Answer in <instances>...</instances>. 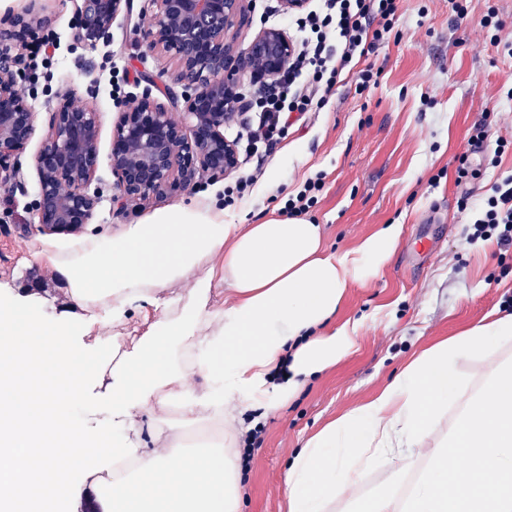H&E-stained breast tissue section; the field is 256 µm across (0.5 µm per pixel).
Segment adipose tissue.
I'll list each match as a JSON object with an SVG mask.
<instances>
[{
    "mask_svg": "<svg viewBox=\"0 0 512 512\" xmlns=\"http://www.w3.org/2000/svg\"><path fill=\"white\" fill-rule=\"evenodd\" d=\"M397 236L392 224L336 256L304 219L242 228L221 209L178 205L110 240L43 251L66 284L60 317L0 302V512H81L74 469L103 512H241L234 409L288 406L356 347L355 325L329 323L348 283L387 262ZM207 260L217 270L200 273ZM219 281L232 303L212 304ZM177 283L184 291L160 301ZM150 307L148 331L111 334ZM476 358L483 370L462 381L457 364ZM91 396L108 402L109 422L63 408ZM456 455L466 465L449 468ZM378 470L385 478L371 484ZM287 512H512V314L423 350L309 437L288 466Z\"/></svg>",
    "mask_w": 512,
    "mask_h": 512,
    "instance_id": "obj_1",
    "label": "adipose tissue"
}]
</instances>
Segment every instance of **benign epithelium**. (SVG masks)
Instances as JSON below:
<instances>
[{
	"label": "benign epithelium",
	"mask_w": 512,
	"mask_h": 512,
	"mask_svg": "<svg viewBox=\"0 0 512 512\" xmlns=\"http://www.w3.org/2000/svg\"><path fill=\"white\" fill-rule=\"evenodd\" d=\"M157 9L142 42L176 63L183 87L185 121L176 122L147 89L120 111L112 131L110 167L121 198L144 202L186 190L207 175L222 178L238 169L235 145L224 127L248 110L244 80L270 85L285 70L294 45L286 32L260 30L240 50L231 32L242 26L247 0H155ZM131 0H81L74 39L95 46L110 37L112 23ZM41 21L32 11L9 19L0 42L25 44ZM27 65L22 54L0 52V182L15 177L8 161L34 132V112L23 91ZM74 92L57 95L49 131L36 157V212L44 231L68 234L91 219L96 199L86 187L97 163L98 112L74 104Z\"/></svg>",
	"instance_id": "7a95c632"
}]
</instances>
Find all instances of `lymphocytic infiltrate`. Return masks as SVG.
Here are the masks:
<instances>
[{
    "label": "lymphocytic infiltrate",
    "mask_w": 512,
    "mask_h": 512,
    "mask_svg": "<svg viewBox=\"0 0 512 512\" xmlns=\"http://www.w3.org/2000/svg\"><path fill=\"white\" fill-rule=\"evenodd\" d=\"M395 12V0H321L316 8L292 13L298 48L273 86L253 91L255 116L237 142L239 152L273 147L287 135L292 116L322 109L341 71L377 48ZM474 229L475 237L512 244L511 177L492 186Z\"/></svg>",
    "instance_id": "obj_1"
}]
</instances>
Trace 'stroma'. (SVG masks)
<instances>
[{
	"instance_id": "obj_1",
	"label": "stroma",
	"mask_w": 512,
	"mask_h": 512,
	"mask_svg": "<svg viewBox=\"0 0 512 512\" xmlns=\"http://www.w3.org/2000/svg\"><path fill=\"white\" fill-rule=\"evenodd\" d=\"M397 0L392 30L362 59L376 82L358 86L357 70L343 71L327 104L309 113L269 152L252 158V194L224 204V180L200 179L190 189L142 204L119 205L109 156L112 124L122 109L114 92L123 71L150 75L152 94L174 120H182V88L174 61L150 52L139 37L150 26L153 0H132L112 24V37L97 46L72 37L77 0H40L39 37H52L53 56L29 69L24 92L34 111V134L15 160L21 187L0 185V299L13 302L28 289L43 292L34 309L42 319L61 313L62 283L37 259L45 245L68 252L86 238L109 239L126 225L175 205L212 202L228 224H254L281 213L289 193L323 174L325 186L306 215L320 224L327 252L356 251L383 227L399 228L391 258L367 279L351 281L332 326H357L358 344L303 388L287 407L265 420L264 441L253 449L243 474V512H287L286 472L296 450L328 422L366 402L421 351L501 315L512 295V245L470 241L479 208L493 184L512 176V147L472 152L470 129L490 139L512 138V0ZM496 12L499 33L482 28ZM248 23L235 33L246 45L260 29H287L281 0H251ZM498 43H491V36ZM99 113L98 164L89 192L93 216L74 234L37 228L35 156L49 130L59 92ZM478 166L476 179L457 181L461 156Z\"/></svg>"
}]
</instances>
